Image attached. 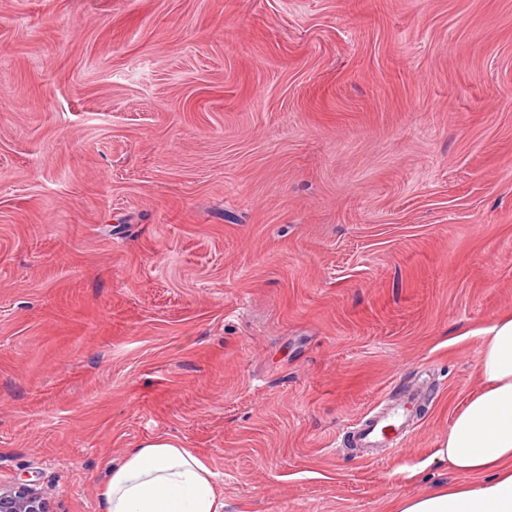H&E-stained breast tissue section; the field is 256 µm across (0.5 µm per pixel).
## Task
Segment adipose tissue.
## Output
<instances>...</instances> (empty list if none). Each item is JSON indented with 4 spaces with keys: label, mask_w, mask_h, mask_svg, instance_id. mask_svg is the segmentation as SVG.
Returning a JSON list of instances; mask_svg holds the SVG:
<instances>
[{
    "label": "adipose tissue",
    "mask_w": 512,
    "mask_h": 512,
    "mask_svg": "<svg viewBox=\"0 0 512 512\" xmlns=\"http://www.w3.org/2000/svg\"><path fill=\"white\" fill-rule=\"evenodd\" d=\"M479 387L434 457L458 481L399 500L394 512H512V312L476 328ZM104 512H223L211 472L189 450L149 441L113 466Z\"/></svg>",
    "instance_id": "1"
}]
</instances>
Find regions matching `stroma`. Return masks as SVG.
Returning a JSON list of instances; mask_svg holds the SVG:
<instances>
[{"mask_svg": "<svg viewBox=\"0 0 512 512\" xmlns=\"http://www.w3.org/2000/svg\"><path fill=\"white\" fill-rule=\"evenodd\" d=\"M506 310L512 0H0V483L104 512L162 439L224 512H388ZM414 405L411 396L401 401L389 400L379 411L362 421L353 438L360 448H383L388 454L401 451L408 440Z\"/></svg>", "mask_w": 512, "mask_h": 512, "instance_id": "35a3bbf8", "label": "stroma"}]
</instances>
